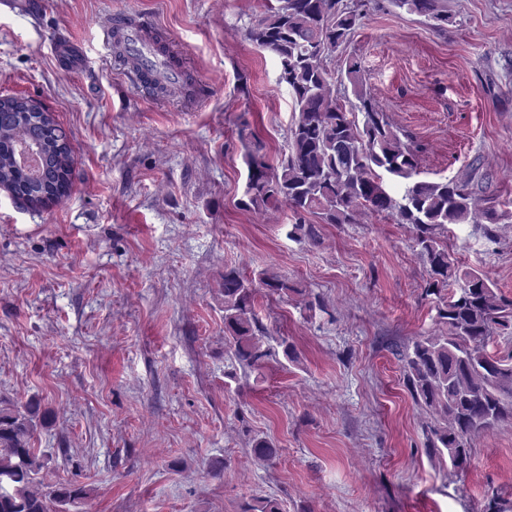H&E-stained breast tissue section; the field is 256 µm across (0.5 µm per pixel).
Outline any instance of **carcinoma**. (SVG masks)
Segmentation results:
<instances>
[{"mask_svg": "<svg viewBox=\"0 0 512 512\" xmlns=\"http://www.w3.org/2000/svg\"><path fill=\"white\" fill-rule=\"evenodd\" d=\"M410 13L444 30L448 10L442 0H391ZM360 13L342 0H278L256 16L246 37L274 54L280 81L288 85L294 104L288 150L276 163L260 155V146L246 147L248 170L246 206L255 211L283 204L297 217L288 230L296 241L314 239V225L302 222L315 215L324 224H351L365 209L397 212L413 228V248L429 268L425 294L440 296L443 329L420 336L395 349L415 404L432 417L424 426L425 451L456 471L471 462L472 437L512 422V351H488L497 338L512 339V299L497 293L482 271H460L441 242L449 224H482L493 242L490 225L512 221V213L493 207L478 209L471 181H422L418 149L404 142L379 103L364 88L361 62L344 59L345 74L355 100L330 93L327 56L346 47ZM0 183L8 185L32 208L64 197L72 179L71 148L50 111L25 97H0ZM406 181L400 199L383 185L382 174ZM278 295L294 288L288 281L265 274L259 284L234 266H224V342L239 364L257 368L271 352L263 348L262 326L255 311L257 286ZM47 420L40 402L0 406V476L9 487L0 493V512H58L82 490L59 482L39 488L48 458L34 446L37 427ZM268 461L278 454L273 443L260 438L252 448ZM244 512H283L277 499L256 498Z\"/></svg>", "mask_w": 512, "mask_h": 512, "instance_id": "cac0c4a2", "label": "carcinoma"}]
</instances>
